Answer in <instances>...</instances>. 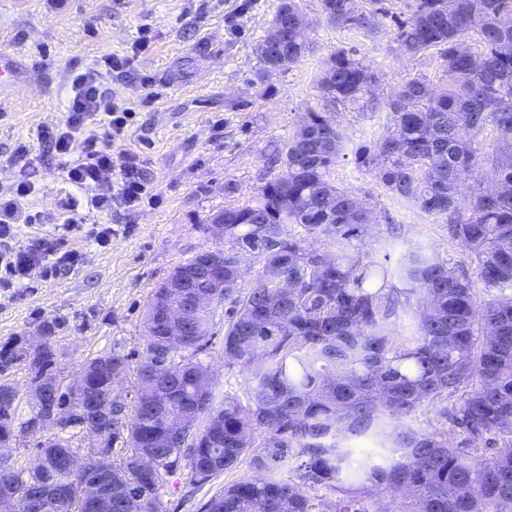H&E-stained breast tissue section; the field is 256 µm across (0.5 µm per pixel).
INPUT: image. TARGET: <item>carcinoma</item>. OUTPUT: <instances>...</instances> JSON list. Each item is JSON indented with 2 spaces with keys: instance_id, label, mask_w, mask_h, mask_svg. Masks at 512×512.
<instances>
[{
  "instance_id": "1",
  "label": "carcinoma",
  "mask_w": 512,
  "mask_h": 512,
  "mask_svg": "<svg viewBox=\"0 0 512 512\" xmlns=\"http://www.w3.org/2000/svg\"><path fill=\"white\" fill-rule=\"evenodd\" d=\"M321 7L331 25H379L378 10L362 0H321ZM408 8L410 17L397 25L400 50H437L448 83L402 80L384 102V135L372 148L359 147L355 163L393 198L448 224L474 271L421 249L407 250L393 266L388 253L366 260L353 250L352 240L368 235L377 216L368 199L332 181L345 140L332 113L373 96L376 77L349 51H337L319 79L322 110L306 113L277 150L281 174L202 225L206 232L224 222L226 247L198 251L173 270L224 256L211 270L216 294L189 312L190 341L159 331L165 310L181 304L177 290L163 282L146 305L149 342L135 368L146 397L130 410L113 403L102 433L108 452L123 444L107 483L113 512H158L163 476L181 458L196 484L248 460L252 475L212 497L205 512H324L307 493L316 487L337 494L331 512H512V0H412ZM296 13L294 0H281L256 47L263 70L311 52L310 25L297 24ZM489 126L497 144L482 155L478 137ZM384 219L386 249L403 228ZM290 224L300 231L288 232ZM311 237L325 250H308ZM246 255L260 269L242 296ZM477 280L489 298L480 297ZM223 301L233 304L224 359L242 366L258 360L262 370L241 381V394L220 398L210 369L185 353L203 348ZM403 314L412 323L399 338ZM26 358L22 345L0 350V365ZM160 358L173 375L152 386L148 376ZM92 362L86 386L106 400L113 376L130 367L114 353ZM12 392L0 384V417L16 411ZM425 404L463 438L453 444L402 425ZM357 439L376 443L380 461L355 459ZM54 447L43 444L41 470L20 472L0 459V483L15 485L17 512H89L98 476L56 470ZM144 451L154 453L148 471L139 463ZM283 470L298 472L299 481L282 479ZM63 482L72 484L68 498L41 505L37 489ZM381 486L395 497L378 494Z\"/></svg>"
}]
</instances>
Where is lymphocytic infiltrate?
<instances>
[{"label": "lymphocytic infiltrate", "instance_id": "obj_1", "mask_svg": "<svg viewBox=\"0 0 512 512\" xmlns=\"http://www.w3.org/2000/svg\"><path fill=\"white\" fill-rule=\"evenodd\" d=\"M103 63V69L70 75L67 116L62 124L43 130L42 137L60 158L67 181L88 191L92 209L109 212L137 207L153 194L143 160L123 146L132 114L103 83L104 74L127 75L132 60L107 56ZM12 162L19 179L9 194L0 195V240L12 243L0 251V288L22 283L34 269L49 273L79 261L77 252L60 251L56 240L20 237V225L36 221L28 207L35 191V167L24 147L16 149Z\"/></svg>", "mask_w": 512, "mask_h": 512}]
</instances>
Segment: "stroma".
<instances>
[{
    "label": "stroma",
    "instance_id": "1",
    "mask_svg": "<svg viewBox=\"0 0 512 512\" xmlns=\"http://www.w3.org/2000/svg\"><path fill=\"white\" fill-rule=\"evenodd\" d=\"M408 2L376 0L381 27L366 32L327 24L321 0H296L311 25L313 49L299 62L265 72L255 47L280 0H67L55 13L44 0H0V52L27 64L22 84L0 90V193H8L17 176L15 149L29 146L39 176L28 204L45 218L37 230L82 256L55 275L37 273L26 285L0 288V346L36 333L43 321H56L62 355L52 372L65 389L90 358L115 353L137 364L147 346L144 312L151 292L194 252L219 248V240L200 229L209 214L247 201L264 180L281 173L274 152L299 129L306 112L320 109L318 80L337 50H352L376 73L380 102L406 75L435 85L445 81L436 51L410 58L398 48L395 21L409 17ZM143 38L149 48L134 52ZM106 55L134 58L131 76L111 87L135 114L126 144L143 157L157 196L156 203L111 213L89 209L86 192L67 183L58 157L41 140L44 128L66 117L70 71ZM144 76L151 79L145 88L139 85ZM335 119L346 140L334 179L403 224L392 258L422 247L441 260L468 264L447 225L392 199L356 166V149L374 145L383 134L386 109L341 107ZM228 181L237 185L231 196L224 193ZM73 205L88 223L112 225L108 246H98L83 230L62 231ZM228 311V303L218 305L212 336L194 359L211 368L219 392L232 394L247 370L224 360ZM248 474L243 460L199 486L185 463H178L164 476L159 512H203L212 496Z\"/></svg>",
    "mask_w": 512,
    "mask_h": 512
}]
</instances>
